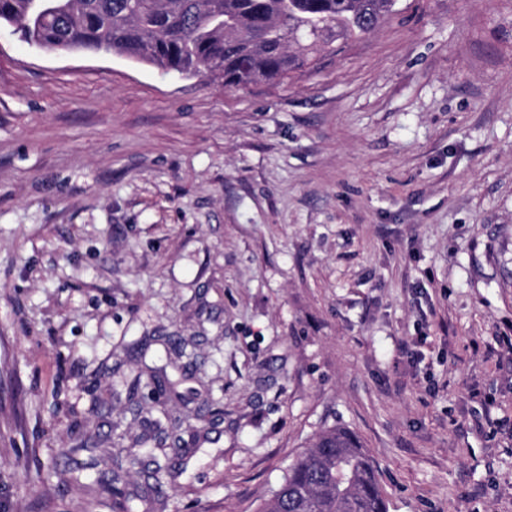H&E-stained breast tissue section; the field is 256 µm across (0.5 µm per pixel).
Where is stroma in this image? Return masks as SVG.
Returning a JSON list of instances; mask_svg holds the SVG:
<instances>
[{
  "label": "stroma",
  "mask_w": 512,
  "mask_h": 512,
  "mask_svg": "<svg viewBox=\"0 0 512 512\" xmlns=\"http://www.w3.org/2000/svg\"><path fill=\"white\" fill-rule=\"evenodd\" d=\"M151 336L220 410L155 512H261L334 425L389 512H512V0L231 90L0 28V512H114L95 435L145 494Z\"/></svg>",
  "instance_id": "1"
}]
</instances>
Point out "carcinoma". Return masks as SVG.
<instances>
[{"instance_id": "obj_1", "label": "carcinoma", "mask_w": 512, "mask_h": 512, "mask_svg": "<svg viewBox=\"0 0 512 512\" xmlns=\"http://www.w3.org/2000/svg\"><path fill=\"white\" fill-rule=\"evenodd\" d=\"M396 0H0V27L60 53L97 50L186 76L221 79L228 89L282 82L338 40L370 33ZM181 400L164 367L148 368ZM136 455L147 458L150 502L164 503L182 472L177 459L186 420L141 417ZM105 468L97 483L130 512L112 468V447L94 441ZM263 512H388L373 460L348 429L332 427L289 468Z\"/></svg>"}]
</instances>
